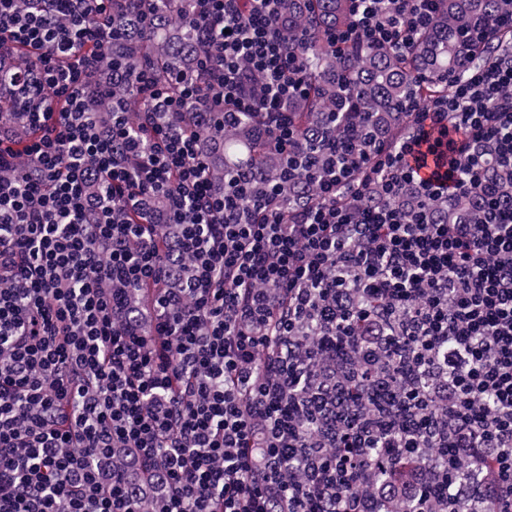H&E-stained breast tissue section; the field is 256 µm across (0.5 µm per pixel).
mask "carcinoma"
Masks as SVG:
<instances>
[{"instance_id":"cac0c4a2","label":"carcinoma","mask_w":512,"mask_h":512,"mask_svg":"<svg viewBox=\"0 0 512 512\" xmlns=\"http://www.w3.org/2000/svg\"><path fill=\"white\" fill-rule=\"evenodd\" d=\"M192 0H152L155 28L144 37L138 24L139 0L112 14V28L127 33L122 66L128 79L114 85L112 56L99 63L96 83L118 97L137 94L136 76L147 68L167 81L196 65L205 46L192 22ZM350 0H281L280 24L298 59L304 91L288 105L293 126L309 140H345L356 147L393 144L408 128L407 113L448 93L449 84L471 67L497 56L512 42V0H438L433 22L402 55L370 46L353 27ZM36 53L22 51L17 61L0 65V85L10 84L17 67L31 65ZM207 165L215 187L224 188L226 169L251 163L258 185L281 183V202L301 210L314 201V179L299 172L281 180L282 162L268 150L252 117L205 136ZM442 222L479 219L480 212L459 203H435Z\"/></svg>"}]
</instances>
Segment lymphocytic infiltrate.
I'll return each mask as SVG.
<instances>
[{"label": "lymphocytic infiltrate", "mask_w": 512, "mask_h": 512, "mask_svg": "<svg viewBox=\"0 0 512 512\" xmlns=\"http://www.w3.org/2000/svg\"><path fill=\"white\" fill-rule=\"evenodd\" d=\"M117 2L0 0V62L38 52L0 106V512H136L149 486L155 512H512V202L491 175L512 171V56L392 145L324 153L288 214L247 169L216 192L202 150L245 114L298 148L278 0H195L199 69L140 73L133 105L103 90V127L85 95ZM435 8L351 14L404 52ZM439 200L482 223H436Z\"/></svg>", "instance_id": "f902f5d3"}]
</instances>
